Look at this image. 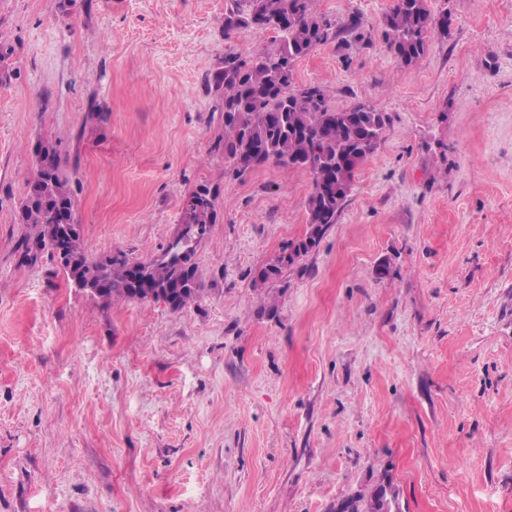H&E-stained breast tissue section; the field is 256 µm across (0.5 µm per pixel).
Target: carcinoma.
<instances>
[{
  "label": "carcinoma",
  "instance_id": "carcinoma-1",
  "mask_svg": "<svg viewBox=\"0 0 512 512\" xmlns=\"http://www.w3.org/2000/svg\"><path fill=\"white\" fill-rule=\"evenodd\" d=\"M312 2L227 0L224 33L254 25L275 30L278 38L253 56L225 52L224 69L208 78L222 100L224 158L233 178L242 179L273 163L304 169L313 180L304 236L285 243L275 260L259 270V284L278 280L337 223L358 168L383 142L391 123L388 113L368 103L338 111L328 104L320 85L296 84L297 61L337 38L336 26L314 13ZM448 24V14L432 13L426 0H394L383 17L386 44L407 65L424 55L431 39L447 38ZM188 200L180 217L186 230L175 233L160 255L140 263L137 281L129 278L131 260L122 250L95 262L82 249L62 254L53 215L61 209L72 211L73 199L61 158L47 144L36 154L15 223L28 229L24 255L49 254L74 287L96 284L100 290L95 295L107 304L161 299L181 310L201 297L203 282L193 257L218 218L215 196L207 187H199ZM342 512H401L399 493L388 482L368 496L354 498Z\"/></svg>",
  "mask_w": 512,
  "mask_h": 512
}]
</instances>
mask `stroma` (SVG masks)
<instances>
[{
    "label": "stroma",
    "instance_id": "1",
    "mask_svg": "<svg viewBox=\"0 0 512 512\" xmlns=\"http://www.w3.org/2000/svg\"><path fill=\"white\" fill-rule=\"evenodd\" d=\"M60 3L0 0V512H336L387 481L405 512H512V0H428L448 36L411 65L383 37L392 0H313L363 28L296 83L391 125L338 223L266 286L312 177L227 175L204 77L275 31L225 33L226 0ZM43 143L93 260L159 255L210 189L198 301L107 305L24 258Z\"/></svg>",
    "mask_w": 512,
    "mask_h": 512
}]
</instances>
